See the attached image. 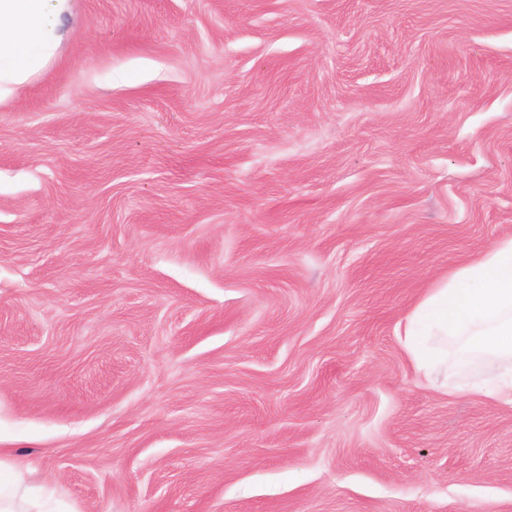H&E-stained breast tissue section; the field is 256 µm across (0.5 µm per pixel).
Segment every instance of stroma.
Segmentation results:
<instances>
[{"mask_svg": "<svg viewBox=\"0 0 512 512\" xmlns=\"http://www.w3.org/2000/svg\"><path fill=\"white\" fill-rule=\"evenodd\" d=\"M0 104V459L48 512H512V407L396 329L512 237V0H71Z\"/></svg>", "mask_w": 512, "mask_h": 512, "instance_id": "stroma-1", "label": "stroma"}]
</instances>
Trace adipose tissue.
<instances>
[{"label":"adipose tissue","mask_w":512,"mask_h":512,"mask_svg":"<svg viewBox=\"0 0 512 512\" xmlns=\"http://www.w3.org/2000/svg\"><path fill=\"white\" fill-rule=\"evenodd\" d=\"M69 12V0H0V100L56 55ZM398 337L417 375L438 392L512 406V238L428 289ZM0 512H42L20 471L1 460Z\"/></svg>","instance_id":"obj_1"}]
</instances>
